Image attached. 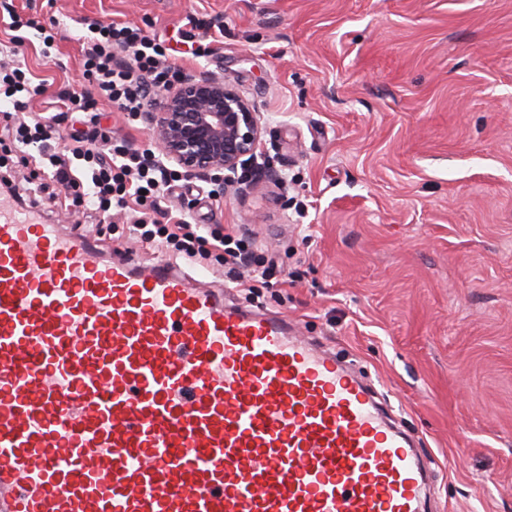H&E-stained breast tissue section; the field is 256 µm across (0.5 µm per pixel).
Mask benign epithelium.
I'll list each match as a JSON object with an SVG mask.
<instances>
[{"label": "benign epithelium", "mask_w": 512, "mask_h": 512, "mask_svg": "<svg viewBox=\"0 0 512 512\" xmlns=\"http://www.w3.org/2000/svg\"><path fill=\"white\" fill-rule=\"evenodd\" d=\"M162 162L187 176L222 182L252 166L263 127L248 98L229 79L188 71L141 114Z\"/></svg>", "instance_id": "benign-epithelium-1"}]
</instances>
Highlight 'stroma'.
Masks as SVG:
<instances>
[{"instance_id": "1", "label": "stroma", "mask_w": 512, "mask_h": 512, "mask_svg": "<svg viewBox=\"0 0 512 512\" xmlns=\"http://www.w3.org/2000/svg\"><path fill=\"white\" fill-rule=\"evenodd\" d=\"M54 28L56 57L21 29V63L92 93L90 24L184 33L185 71L230 78L263 126L262 176L181 177L194 222L280 253L285 280L236 288L222 260L205 286L295 324L353 360L420 438L427 512H512V0H13ZM45 220L101 257L149 263L129 224Z\"/></svg>"}]
</instances>
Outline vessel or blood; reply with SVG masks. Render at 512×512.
<instances>
[{"label": "vessel or blood", "instance_id": "b4317fda", "mask_svg": "<svg viewBox=\"0 0 512 512\" xmlns=\"http://www.w3.org/2000/svg\"><path fill=\"white\" fill-rule=\"evenodd\" d=\"M0 197V512H425L352 368Z\"/></svg>", "mask_w": 512, "mask_h": 512}]
</instances>
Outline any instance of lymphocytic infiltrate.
Returning <instances> with one entry per match:
<instances>
[{
  "mask_svg": "<svg viewBox=\"0 0 512 512\" xmlns=\"http://www.w3.org/2000/svg\"><path fill=\"white\" fill-rule=\"evenodd\" d=\"M10 28L15 35L8 48L0 49V100L11 104L13 111L28 112L33 102L45 95V82L34 81L24 70L19 57L25 44L20 31L36 30L43 56H51L55 37L35 18L11 15ZM164 41L145 35L128 22H100L86 38L82 68L83 77L92 83L95 94L88 97L69 89L56 95V113L19 120L5 127L10 150L20 164L39 155L46 182L28 187L18 182L12 172L0 173V195L26 205L32 194H47L54 206L90 202V216L100 224L112 221L113 212L132 219L140 232V241L148 247L164 251L175 259H223L238 286L247 282L270 284L279 271L276 258H255L251 244L218 230L201 234L198 225L187 215H169L166 223L154 224L153 213L166 208L171 176L162 168L152 149L140 152L126 150L114 143L112 133L102 126L99 103L105 102L117 111L136 117L154 104L156 89L168 87L181 77L178 66L167 63ZM80 117L81 126L72 133L74 146L70 156L52 151L47 129L51 123L68 115Z\"/></svg>",
  "mask_w": 512,
  "mask_h": 512,
  "instance_id": "obj_1",
  "label": "lymphocytic infiltrate"
}]
</instances>
